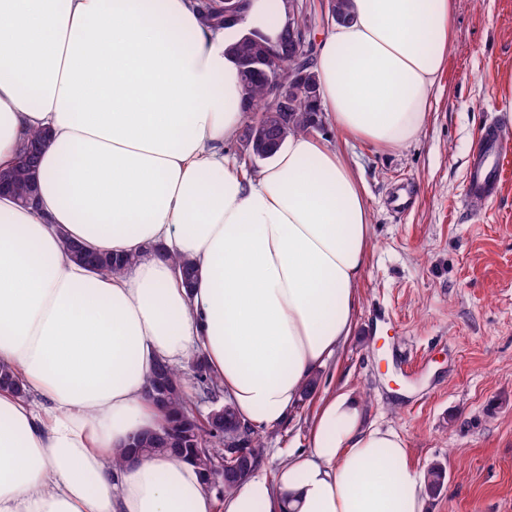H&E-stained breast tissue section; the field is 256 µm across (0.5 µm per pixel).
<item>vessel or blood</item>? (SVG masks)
<instances>
[{
  "mask_svg": "<svg viewBox=\"0 0 512 512\" xmlns=\"http://www.w3.org/2000/svg\"><path fill=\"white\" fill-rule=\"evenodd\" d=\"M512 133L491 125L485 130L482 146L469 169V194L475 200L490 198L504 180V156Z\"/></svg>",
  "mask_w": 512,
  "mask_h": 512,
  "instance_id": "1",
  "label": "vessel or blood"
}]
</instances>
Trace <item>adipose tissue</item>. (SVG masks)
<instances>
[{"label":"adipose tissue","instance_id":"obj_1","mask_svg":"<svg viewBox=\"0 0 512 512\" xmlns=\"http://www.w3.org/2000/svg\"><path fill=\"white\" fill-rule=\"evenodd\" d=\"M453 25V0H350L315 61L327 120L377 150L416 138ZM282 26L274 0L228 30L192 0H0V170L49 136L39 209L0 197V365L22 386L0 389V512H426L405 439L353 391L320 400L275 479L220 502L177 458L112 464L165 419L156 361L205 354L261 430L352 335L371 241L353 166L311 132L250 175L228 155L248 109L226 49ZM65 237L133 262L90 269Z\"/></svg>","mask_w":512,"mask_h":512}]
</instances>
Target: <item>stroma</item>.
<instances>
[{"label":"stroma","instance_id":"stroma-1","mask_svg":"<svg viewBox=\"0 0 512 512\" xmlns=\"http://www.w3.org/2000/svg\"><path fill=\"white\" fill-rule=\"evenodd\" d=\"M455 4L454 48L416 139L376 150L318 129L363 179L371 247L351 340L311 397L259 431L257 471L275 479L308 447L320 399L344 388L367 422L405 438L418 471L444 466L430 512H512V148L501 191L460 205L485 127L512 125V0Z\"/></svg>","mask_w":512,"mask_h":512}]
</instances>
